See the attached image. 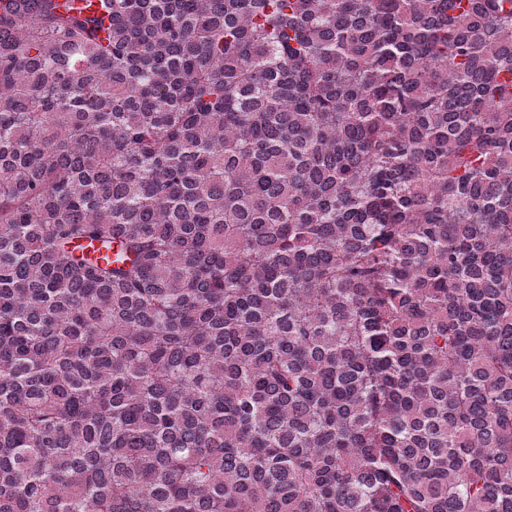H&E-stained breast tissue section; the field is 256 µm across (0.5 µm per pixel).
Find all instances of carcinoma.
<instances>
[{
    "label": "carcinoma",
    "instance_id": "obj_1",
    "mask_svg": "<svg viewBox=\"0 0 512 512\" xmlns=\"http://www.w3.org/2000/svg\"><path fill=\"white\" fill-rule=\"evenodd\" d=\"M0 3V512H512V0Z\"/></svg>",
    "mask_w": 512,
    "mask_h": 512
}]
</instances>
